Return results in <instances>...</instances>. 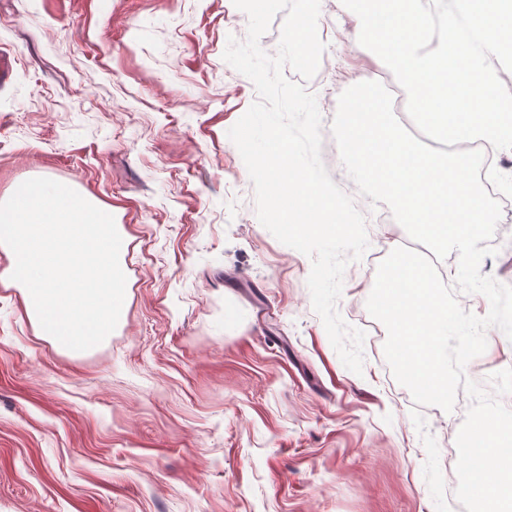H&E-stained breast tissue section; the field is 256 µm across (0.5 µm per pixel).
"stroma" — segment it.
I'll list each match as a JSON object with an SVG mask.
<instances>
[{
  "label": "stroma",
  "instance_id": "stroma-1",
  "mask_svg": "<svg viewBox=\"0 0 512 512\" xmlns=\"http://www.w3.org/2000/svg\"><path fill=\"white\" fill-rule=\"evenodd\" d=\"M329 24L305 87L323 152L340 94L394 75ZM232 0H0V202L45 177L111 210L127 275L115 330L72 356L39 336L0 251V512H458L455 439L470 401L419 406L381 358L350 262L337 309L366 333L342 363L312 307L311 259L256 215L228 130L256 100L223 59ZM480 270L512 286V212ZM475 382L512 368L496 327Z\"/></svg>",
  "mask_w": 512,
  "mask_h": 512
}]
</instances>
